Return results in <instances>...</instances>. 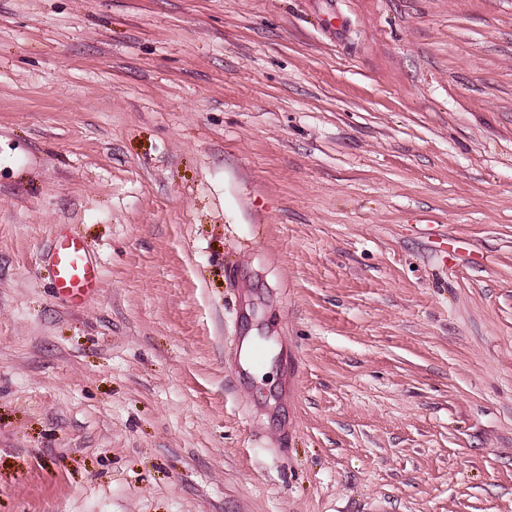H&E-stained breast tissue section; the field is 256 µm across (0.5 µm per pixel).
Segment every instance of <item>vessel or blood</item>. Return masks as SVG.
<instances>
[{"instance_id": "1", "label": "vessel or blood", "mask_w": 512, "mask_h": 512, "mask_svg": "<svg viewBox=\"0 0 512 512\" xmlns=\"http://www.w3.org/2000/svg\"><path fill=\"white\" fill-rule=\"evenodd\" d=\"M47 263L57 292L72 302H81L99 286L97 265L89 250L68 235L58 234Z\"/></svg>"}]
</instances>
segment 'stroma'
<instances>
[{
  "label": "stroma",
  "mask_w": 512,
  "mask_h": 512,
  "mask_svg": "<svg viewBox=\"0 0 512 512\" xmlns=\"http://www.w3.org/2000/svg\"><path fill=\"white\" fill-rule=\"evenodd\" d=\"M0 512H512V0H0ZM54 288L74 303L84 300L98 288L97 265L89 250L66 234L59 233L47 253Z\"/></svg>",
  "instance_id": "35a3bbf8"
}]
</instances>
